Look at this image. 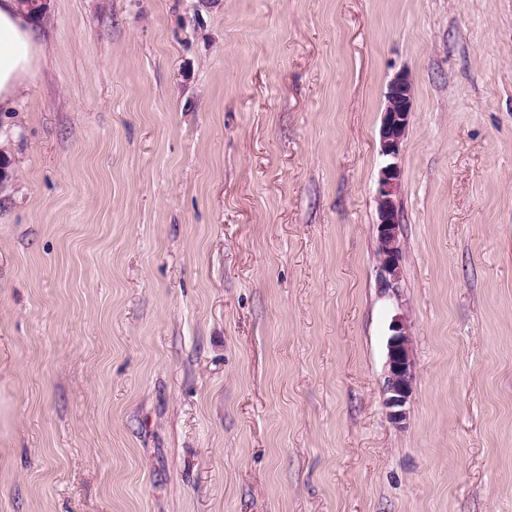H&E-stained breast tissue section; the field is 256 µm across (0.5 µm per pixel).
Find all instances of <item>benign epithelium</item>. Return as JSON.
<instances>
[{
  "label": "benign epithelium",
  "mask_w": 512,
  "mask_h": 512,
  "mask_svg": "<svg viewBox=\"0 0 512 512\" xmlns=\"http://www.w3.org/2000/svg\"><path fill=\"white\" fill-rule=\"evenodd\" d=\"M413 86L406 73L388 84L379 129L380 152L386 158L377 181V284L384 291H396L401 281V222L397 198L401 186L399 157L412 112ZM387 342L384 394L388 419L399 427L407 418V404L413 395L414 360L411 336L405 316L391 324Z\"/></svg>",
  "instance_id": "obj_1"
}]
</instances>
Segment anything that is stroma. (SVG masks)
Segmentation results:
<instances>
[{
  "label": "stroma",
  "mask_w": 512,
  "mask_h": 512,
  "mask_svg": "<svg viewBox=\"0 0 512 512\" xmlns=\"http://www.w3.org/2000/svg\"><path fill=\"white\" fill-rule=\"evenodd\" d=\"M42 27L0 112V512H512V0H50ZM413 86L406 73L388 84L379 129L380 152L386 158L377 181V284L384 291H397L401 281V222L397 198L401 186L399 157L412 112ZM390 328L392 334L387 342L384 380L385 406L390 422L401 427L413 395L414 360L406 317H395Z\"/></svg>",
  "instance_id": "35a3bbf8"
}]
</instances>
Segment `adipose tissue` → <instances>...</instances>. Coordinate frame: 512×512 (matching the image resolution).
<instances>
[{
  "mask_svg": "<svg viewBox=\"0 0 512 512\" xmlns=\"http://www.w3.org/2000/svg\"><path fill=\"white\" fill-rule=\"evenodd\" d=\"M43 56L34 27L16 0H0V111L15 105Z\"/></svg>",
  "mask_w": 512,
  "mask_h": 512,
  "instance_id": "1",
  "label": "adipose tissue"
}]
</instances>
